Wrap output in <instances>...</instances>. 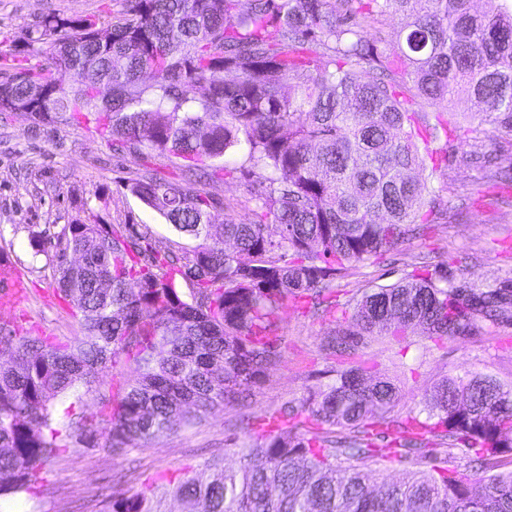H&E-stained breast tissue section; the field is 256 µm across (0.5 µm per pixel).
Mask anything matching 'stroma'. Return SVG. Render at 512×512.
Listing matches in <instances>:
<instances>
[{
	"label": "stroma",
	"mask_w": 512,
	"mask_h": 512,
	"mask_svg": "<svg viewBox=\"0 0 512 512\" xmlns=\"http://www.w3.org/2000/svg\"><path fill=\"white\" fill-rule=\"evenodd\" d=\"M125 0H0V52L16 54L20 67L48 65L46 55L21 54L28 31L48 13L64 19L94 15L111 22ZM29 122L16 116L0 125V261L17 267L28 282L20 307L0 311L7 322L29 336H53L74 342L80 331L68 308L55 293L52 268L45 256H34L33 232L59 231L77 221L91 224H148L153 250L165 252L175 236L165 220L146 208L124 187L127 178L150 167L168 179L180 176L164 157L150 164L134 156L113 158L106 138L82 125L48 127L31 136ZM479 151L489 158L512 151V136L476 147L455 144L448 165L427 180L448 202V218L421 226L398 250L361 263L334 281L339 308L367 288L392 285L408 273L441 266L457 283L482 286L512 280V182L491 179L486 169L467 166L462 155ZM245 176L213 178L206 191L224 202L216 220L225 214L251 219L252 204ZM334 318L289 307L277 331L283 362L263 377L242 401L230 402L207 415L198 426L148 442L124 456L102 448L66 451L50 458L39 471L37 499L0 500V512H100L112 495L113 478L122 476L130 492L140 491L158 474L184 478L188 468L214 459L234 467V444H247V426L276 410L305 402L334 382L338 362L324 342L335 333ZM365 377L389 379L398 389L400 415L422 413L432 387L446 376L481 371L512 383V325L493 334L472 333L434 340L422 330L402 337L386 334L365 339L355 360Z\"/></svg>",
	"instance_id": "1"
}]
</instances>
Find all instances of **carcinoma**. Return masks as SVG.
Returning a JSON list of instances; mask_svg holds the SVG:
<instances>
[{"label":"carcinoma","mask_w":512,"mask_h":512,"mask_svg":"<svg viewBox=\"0 0 512 512\" xmlns=\"http://www.w3.org/2000/svg\"><path fill=\"white\" fill-rule=\"evenodd\" d=\"M241 2L127 0L108 44L97 18L47 15L25 43L51 66L0 69V111L37 89L36 126L83 118L116 157L184 161L179 181L144 172L127 184L183 239L162 255L147 224L32 235L82 336L60 345L0 322V357L12 360L0 365V497L34 499L40 465L62 450L124 455L249 391L282 363L276 330L289 304L332 311L335 273L448 214L446 203L427 207L417 177L430 143L512 135V0L484 12L473 0ZM384 18L399 24L389 48L367 28ZM74 71L111 94L65 85ZM459 94L474 108L466 126L450 107ZM418 99L435 111H415ZM221 171L248 177L256 220L214 219L224 203L194 185ZM348 322L329 355H355L378 329L489 332L512 322V290L457 286L436 269L363 292ZM88 395L96 414L56 417L53 400ZM397 402L391 382L341 370L255 431L238 468L214 460L161 492L131 494L118 479L103 512H165L169 494L189 512H512V386L446 377L423 420L394 415ZM377 426L400 434L407 455L462 443L483 476L434 466L375 491Z\"/></svg>","instance_id":"cac0c4a2"}]
</instances>
